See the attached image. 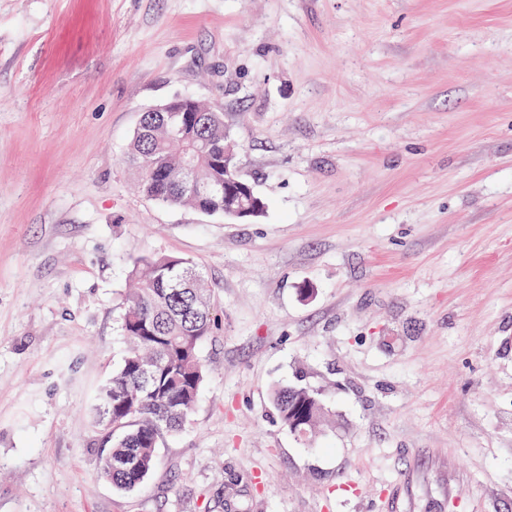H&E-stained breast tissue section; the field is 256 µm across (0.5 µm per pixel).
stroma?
<instances>
[{
    "label": "stroma",
    "mask_w": 512,
    "mask_h": 512,
    "mask_svg": "<svg viewBox=\"0 0 512 512\" xmlns=\"http://www.w3.org/2000/svg\"><path fill=\"white\" fill-rule=\"evenodd\" d=\"M184 96L259 220L137 191L139 117ZM154 254L215 327L123 493L88 396ZM302 381L308 445L270 400ZM0 512H512V0H0ZM320 393L310 387L293 385L273 389L272 402L278 412L282 423L297 440L301 441L300 430L306 429L310 433L322 422L324 417V402ZM301 402L303 413L301 415H288L289 409Z\"/></svg>",
    "instance_id": "obj_1"
}]
</instances>
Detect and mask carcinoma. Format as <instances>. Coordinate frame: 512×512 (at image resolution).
<instances>
[{"label": "carcinoma", "mask_w": 512, "mask_h": 512, "mask_svg": "<svg viewBox=\"0 0 512 512\" xmlns=\"http://www.w3.org/2000/svg\"><path fill=\"white\" fill-rule=\"evenodd\" d=\"M213 152H208L204 144ZM234 147L224 113L192 98L167 102L166 111L137 126L127 159L143 194L162 205L224 214L247 199L224 191V148ZM196 155L202 186L183 189L180 158ZM125 297L121 329L126 339L119 366L93 391L99 424L112 431L100 474L121 491H133L152 469L161 437L178 431L193 411L205 379L201 344L215 325L211 296L201 269L165 254L139 259ZM272 402L295 437L313 431L324 417L320 393L303 385L273 389Z\"/></svg>", "instance_id": "cac0c4a2"}]
</instances>
